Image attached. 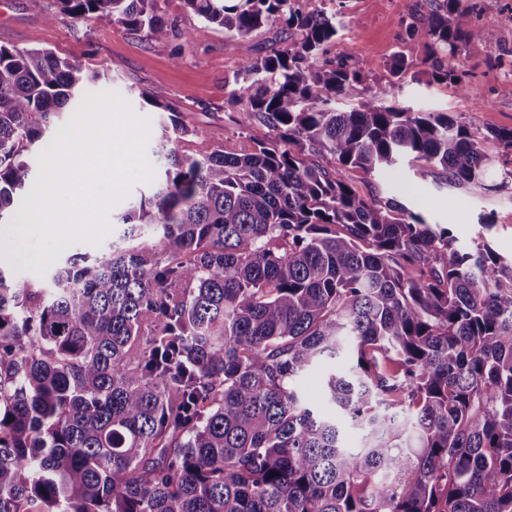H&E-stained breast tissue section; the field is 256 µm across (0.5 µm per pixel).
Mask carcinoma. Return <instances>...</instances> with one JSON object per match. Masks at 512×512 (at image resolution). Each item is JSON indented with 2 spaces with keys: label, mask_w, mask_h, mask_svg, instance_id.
Here are the masks:
<instances>
[{
  "label": "carcinoma",
  "mask_w": 512,
  "mask_h": 512,
  "mask_svg": "<svg viewBox=\"0 0 512 512\" xmlns=\"http://www.w3.org/2000/svg\"><path fill=\"white\" fill-rule=\"evenodd\" d=\"M58 2L71 19L182 35L158 0ZM183 2L197 34L281 25L288 45L245 60L231 94L240 123L274 138L187 155L164 92H142L169 113L163 175L119 215L121 241L42 283L0 270V512H512V259L460 248L347 176L411 158L480 185L485 137L364 94L350 58L328 56L333 14ZM434 3L406 0L408 30L429 82L460 85L474 13ZM87 72L0 45V221ZM492 136L512 179V129ZM326 359L330 416L297 390Z\"/></svg>",
  "instance_id": "carcinoma-1"
}]
</instances>
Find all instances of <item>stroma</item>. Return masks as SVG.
<instances>
[{
  "mask_svg": "<svg viewBox=\"0 0 512 512\" xmlns=\"http://www.w3.org/2000/svg\"><path fill=\"white\" fill-rule=\"evenodd\" d=\"M478 2L479 24L492 28L496 39L488 42L473 36L458 54L460 65L473 72L461 88L427 84L423 60L428 48L409 35L404 0H303L301 8L335 13L338 33L329 53L351 57L368 93L426 112L448 113L486 136L491 164L483 184L452 186L439 169L405 160L396 168L372 173L350 170L348 178L361 195L377 193L394 199L427 223H450L461 244L482 237L496 252L511 257L512 182L503 181L501 147L491 133L512 128V92L506 88L512 79V0ZM159 6L176 20L181 36L154 40L117 23L76 22L59 15L56 0H43L38 12L29 9L27 0H0V45L85 57L90 70L103 73L105 79L86 84L83 95L118 93L135 116L148 120L153 135L161 115L146 106L140 94L164 91L188 130L180 143L184 153L200 156L221 148L228 154H244L257 142L269 140L272 132L262 123L241 128L245 106L233 101L230 91L245 59L283 48L280 24L264 26L244 38L214 25L190 39L186 33L199 27V18L185 10L182 0H159ZM398 54L404 56L408 73L395 83L390 68ZM148 190V184L133 185L110 209V230L100 243L75 242L60 252L59 261L106 250L125 230L117 222L118 214Z\"/></svg>",
  "mask_w": 512,
  "mask_h": 512,
  "instance_id": "obj_1",
  "label": "stroma"
}]
</instances>
